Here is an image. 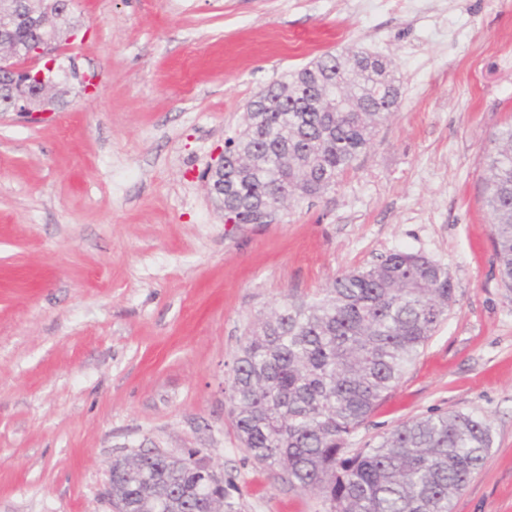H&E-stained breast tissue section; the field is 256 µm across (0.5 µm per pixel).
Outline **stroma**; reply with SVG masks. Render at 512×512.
I'll use <instances>...</instances> for the list:
<instances>
[{
    "label": "stroma",
    "mask_w": 512,
    "mask_h": 512,
    "mask_svg": "<svg viewBox=\"0 0 512 512\" xmlns=\"http://www.w3.org/2000/svg\"><path fill=\"white\" fill-rule=\"evenodd\" d=\"M88 92L0 112V512H110L116 457L199 451L238 512H328L241 445L227 379L251 322L403 249L455 301L351 437L476 413L494 444L451 512H512V293L481 157L512 125V0H77ZM353 45L399 107L326 192L228 224L206 171L255 94Z\"/></svg>",
    "instance_id": "stroma-1"
}]
</instances>
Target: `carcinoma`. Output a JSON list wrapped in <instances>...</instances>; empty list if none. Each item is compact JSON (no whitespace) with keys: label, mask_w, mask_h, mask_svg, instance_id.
Returning <instances> with one entry per match:
<instances>
[{"label":"carcinoma","mask_w":512,"mask_h":512,"mask_svg":"<svg viewBox=\"0 0 512 512\" xmlns=\"http://www.w3.org/2000/svg\"><path fill=\"white\" fill-rule=\"evenodd\" d=\"M77 24L67 14L34 33L13 20L20 46L60 39ZM393 61L359 49L326 53L249 102L244 129L227 139L238 169L215 168L210 187L224 220L245 224L270 200L284 208L294 196L322 193L352 168L401 97ZM389 80L381 96L375 78ZM321 78L346 91L348 112H323L308 95ZM64 86L44 92L0 81V111L25 96L56 109ZM483 194L505 288L512 292V126L499 131L483 156ZM454 302L448 271L427 257L391 251L374 265L344 272L311 300H286L249 328L228 379L233 424L261 464L281 468L288 483L328 498L329 512H449L453 496L481 468L493 434L474 413L430 415L398 425L373 447L346 444L433 335ZM155 478L154 493L178 512H204L193 490L206 483V459L176 461L140 453L112 462V494L138 512L139 476ZM216 512H236L225 489L211 490Z\"/></svg>","instance_id":"obj_1"}]
</instances>
